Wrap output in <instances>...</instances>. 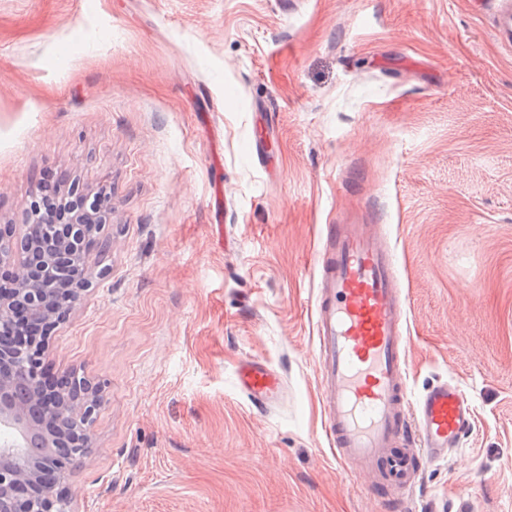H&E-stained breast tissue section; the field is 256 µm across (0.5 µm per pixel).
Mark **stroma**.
<instances>
[{
    "label": "stroma",
    "mask_w": 512,
    "mask_h": 512,
    "mask_svg": "<svg viewBox=\"0 0 512 512\" xmlns=\"http://www.w3.org/2000/svg\"><path fill=\"white\" fill-rule=\"evenodd\" d=\"M263 154H256V143ZM109 194L106 250L50 334L102 389L79 512H379L317 385L318 253L375 224L407 297L409 385L475 425L426 512H512V53L482 0H0V224L42 178ZM282 400L252 407L240 360ZM241 391L256 407H270L282 397L280 377L265 361L245 358L238 365Z\"/></svg>",
    "instance_id": "obj_1"
}]
</instances>
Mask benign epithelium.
I'll list each match as a JSON object with an SVG mask.
<instances>
[{"label": "benign epithelium", "instance_id": "1", "mask_svg": "<svg viewBox=\"0 0 512 512\" xmlns=\"http://www.w3.org/2000/svg\"><path fill=\"white\" fill-rule=\"evenodd\" d=\"M95 214L57 232L34 215L21 237L0 225V267H15L14 287L0 289V512H77L68 494L71 458L90 452L101 388L59 379L49 390L42 358L48 332L87 288L86 254L97 244Z\"/></svg>", "mask_w": 512, "mask_h": 512}]
</instances>
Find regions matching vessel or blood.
Instances as JSON below:
<instances>
[{"instance_id": "b4317fda", "label": "vessel or blood", "mask_w": 512, "mask_h": 512, "mask_svg": "<svg viewBox=\"0 0 512 512\" xmlns=\"http://www.w3.org/2000/svg\"><path fill=\"white\" fill-rule=\"evenodd\" d=\"M500 44L512 47V0H495ZM394 253L374 224H331L319 252V390L337 461L412 501L426 467L455 453L475 421L460 385L439 379L420 395L408 383L407 298ZM241 391L254 406L282 397L275 370L247 358Z\"/></svg>"}]
</instances>
